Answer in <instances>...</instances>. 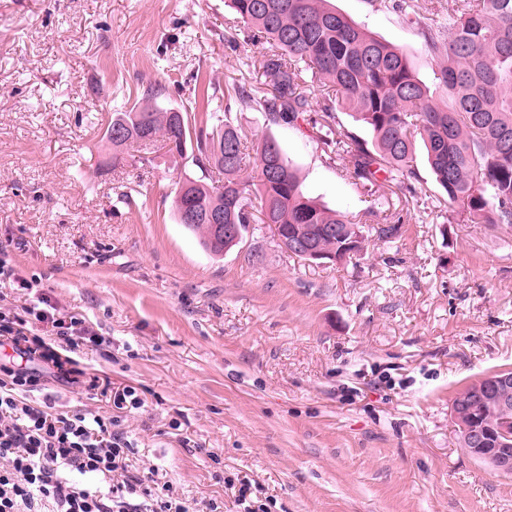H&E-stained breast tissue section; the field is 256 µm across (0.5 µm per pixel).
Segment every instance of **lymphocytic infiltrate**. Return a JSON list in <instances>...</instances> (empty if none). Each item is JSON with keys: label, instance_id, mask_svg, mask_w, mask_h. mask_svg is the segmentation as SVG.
Instances as JSON below:
<instances>
[{"label": "lymphocytic infiltrate", "instance_id": "1", "mask_svg": "<svg viewBox=\"0 0 512 512\" xmlns=\"http://www.w3.org/2000/svg\"><path fill=\"white\" fill-rule=\"evenodd\" d=\"M38 323L48 325L69 353L105 344L76 316L64 320L36 304L0 312V347L14 351L0 364V512H190L177 489L160 482L157 469L131 460L134 446L120 413L142 407L136 387L112 395L109 416L59 412L51 399H34L41 383L32 364L45 341L26 331Z\"/></svg>", "mask_w": 512, "mask_h": 512}]
</instances>
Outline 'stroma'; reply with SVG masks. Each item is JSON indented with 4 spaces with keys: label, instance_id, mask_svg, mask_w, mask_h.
<instances>
[{
    "label": "stroma",
    "instance_id": "obj_1",
    "mask_svg": "<svg viewBox=\"0 0 512 512\" xmlns=\"http://www.w3.org/2000/svg\"><path fill=\"white\" fill-rule=\"evenodd\" d=\"M332 4L433 82L398 13ZM260 59L225 0H0V246L35 283H0V309L43 296L109 339L79 367L136 387L143 407L121 413L133 460L192 512L232 504L233 474L268 487L272 512H512V474L460 448L452 414L460 389L512 370V227L465 223L424 152L415 195L372 190L325 160L306 122L268 129L251 108L235 114L248 142L274 136L304 193L362 225L351 261L301 260L259 223L211 256L175 215L176 182L200 174L191 159L156 146L113 165L102 135L127 101L165 85L157 105L191 107L201 127ZM33 366L57 410L111 411Z\"/></svg>",
    "mask_w": 512,
    "mask_h": 512
}]
</instances>
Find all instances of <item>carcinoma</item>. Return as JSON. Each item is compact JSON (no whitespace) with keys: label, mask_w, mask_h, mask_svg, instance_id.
Wrapping results in <instances>:
<instances>
[{"label":"carcinoma","mask_w":512,"mask_h":512,"mask_svg":"<svg viewBox=\"0 0 512 512\" xmlns=\"http://www.w3.org/2000/svg\"><path fill=\"white\" fill-rule=\"evenodd\" d=\"M227 7L263 53L257 84L232 88L224 96V117L196 132L193 163L202 176L186 178L175 190L176 214L188 207L201 216L191 224L178 221L205 250L221 255L237 246L255 210L261 223L277 225L283 246L300 235L327 253L328 263H342L364 247L358 224L303 192L275 138L249 148L233 118L239 106L256 108L266 126L307 121L326 159L348 160L354 184L402 194L414 193L419 138L436 183L466 223L512 226V0H459L437 24L408 0L391 3L417 27L437 61L431 86L413 73L399 48L375 38L331 0H227ZM306 81L316 84L319 99L302 87ZM338 107L351 110L371 139L337 132L332 119ZM190 120L186 111L136 102L112 113L103 138L114 155L131 143L158 142L181 157ZM115 129L123 135L112 136ZM214 169L223 176L220 189L209 184ZM210 210L224 212V223L238 225L239 235L224 237L207 224L202 216ZM470 399L466 387L452 403L464 449L463 426L471 422L459 406Z\"/></svg>","instance_id":"cac0c4a2"}]
</instances>
